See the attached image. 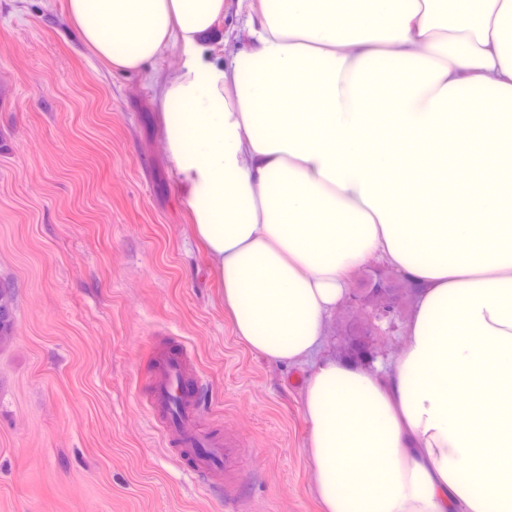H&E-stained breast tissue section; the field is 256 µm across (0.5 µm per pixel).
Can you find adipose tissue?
I'll list each match as a JSON object with an SVG mask.
<instances>
[{"instance_id": "ef3b65f1", "label": "adipose tissue", "mask_w": 512, "mask_h": 512, "mask_svg": "<svg viewBox=\"0 0 512 512\" xmlns=\"http://www.w3.org/2000/svg\"><path fill=\"white\" fill-rule=\"evenodd\" d=\"M95 55L166 50L164 143L234 336L311 360L379 259L417 289L388 373L314 362L322 512H512V0H68ZM244 3L239 0H224V16L215 24L208 39L214 43L216 55L229 63L245 46L246 34L242 31Z\"/></svg>"}]
</instances>
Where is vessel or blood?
<instances>
[{"instance_id": "1", "label": "vessel or blood", "mask_w": 512, "mask_h": 512, "mask_svg": "<svg viewBox=\"0 0 512 512\" xmlns=\"http://www.w3.org/2000/svg\"><path fill=\"white\" fill-rule=\"evenodd\" d=\"M159 420L175 434L178 454L195 473H215L225 468L232 447L218 437L200 438L196 411L200 390L190 384L186 374V357L179 353H159L153 383Z\"/></svg>"}]
</instances>
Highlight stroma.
Wrapping results in <instances>:
<instances>
[{
	"instance_id": "1",
	"label": "stroma",
	"mask_w": 512,
	"mask_h": 512,
	"mask_svg": "<svg viewBox=\"0 0 512 512\" xmlns=\"http://www.w3.org/2000/svg\"><path fill=\"white\" fill-rule=\"evenodd\" d=\"M239 0L209 39L245 46ZM148 73L112 70L80 39L66 0H0V283L15 326L0 344V512H321L302 410L310 363L237 341L196 241ZM388 279L390 319L343 303L320 357L355 340L389 366L416 289ZM189 349L198 428L234 447L227 475H188L152 424L156 356Z\"/></svg>"
}]
</instances>
